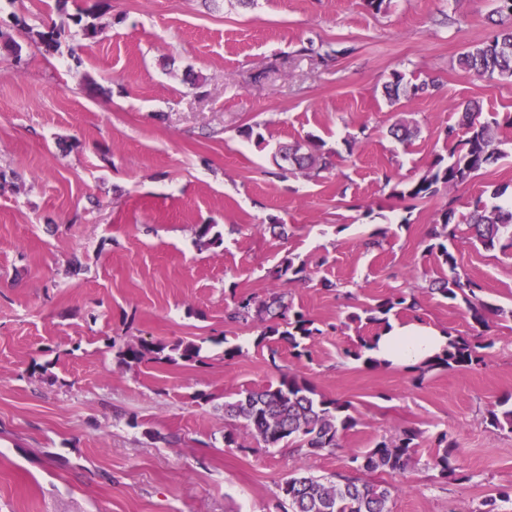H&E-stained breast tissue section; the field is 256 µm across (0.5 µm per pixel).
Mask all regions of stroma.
<instances>
[{
	"instance_id": "stroma-1",
	"label": "stroma",
	"mask_w": 512,
	"mask_h": 512,
	"mask_svg": "<svg viewBox=\"0 0 512 512\" xmlns=\"http://www.w3.org/2000/svg\"><path fill=\"white\" fill-rule=\"evenodd\" d=\"M95 2L61 14L56 0H0V35L23 46L0 48V512H283L295 468L344 472L406 428L418 462L388 476L393 512H473L511 489L512 433L483 413L512 393V249L456 244L461 272L503 309L482 367L416 386L409 368L346 355L380 332L349 315L399 291L417 300L399 321L472 333L464 304L427 289L442 268L426 233L445 204L512 198V126L497 162L425 205L406 209L386 182L447 155L459 104L478 103L482 121L512 113V78L457 64L494 32L496 0H390L380 13L364 0ZM89 8L93 42L74 21ZM51 22L48 52L37 34ZM395 71L435 89L390 104ZM402 118L421 129L408 145L388 134ZM312 141L331 167L282 174L278 147ZM202 224L221 246L200 247ZM375 234L381 247L365 249ZM288 255L311 274L288 297L324 330L301 357L224 323L234 296L275 288ZM140 340H191L201 360L119 364L118 347ZM284 374L348 402L357 426L314 457L225 446V400ZM441 432L464 479L428 465Z\"/></svg>"
}]
</instances>
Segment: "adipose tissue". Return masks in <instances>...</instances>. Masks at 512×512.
<instances>
[{"instance_id": "ef3b65f1", "label": "adipose tissue", "mask_w": 512, "mask_h": 512, "mask_svg": "<svg viewBox=\"0 0 512 512\" xmlns=\"http://www.w3.org/2000/svg\"><path fill=\"white\" fill-rule=\"evenodd\" d=\"M447 342V335L434 327L394 323L378 338L371 355L393 366L414 367L440 353Z\"/></svg>"}]
</instances>
